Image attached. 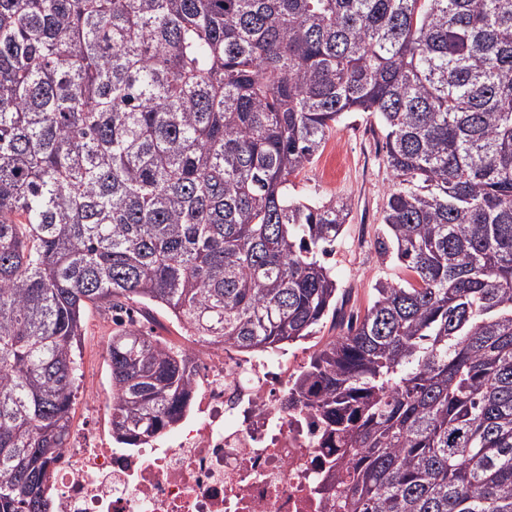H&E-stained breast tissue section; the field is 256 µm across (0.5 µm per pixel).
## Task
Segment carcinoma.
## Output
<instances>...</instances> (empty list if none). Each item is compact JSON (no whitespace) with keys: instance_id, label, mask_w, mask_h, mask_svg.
<instances>
[{"instance_id":"cac0c4a2","label":"carcinoma","mask_w":512,"mask_h":512,"mask_svg":"<svg viewBox=\"0 0 512 512\" xmlns=\"http://www.w3.org/2000/svg\"><path fill=\"white\" fill-rule=\"evenodd\" d=\"M352 112L395 179L362 320L292 381L328 512H512V0H0V512H56L90 304L269 352L315 333L348 216L292 177ZM112 439L191 408L112 332Z\"/></svg>"}]
</instances>
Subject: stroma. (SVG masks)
<instances>
[{"instance_id": "35a3bbf8", "label": "stroma", "mask_w": 512, "mask_h": 512, "mask_svg": "<svg viewBox=\"0 0 512 512\" xmlns=\"http://www.w3.org/2000/svg\"><path fill=\"white\" fill-rule=\"evenodd\" d=\"M385 137L375 115L354 112L339 122L330 134L323 155L317 156L296 178V191L305 198L340 199L347 202L349 216L329 259L336 276L342 312L363 316L373 297L377 280L404 278L405 272L392 259L381 256L383 209L394 180L384 162ZM115 325L106 306L87 312L81 347L83 378L72 407V422L93 430L100 422L90 413V394L111 392L106 347Z\"/></svg>"}]
</instances>
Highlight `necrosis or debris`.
I'll list each match as a JSON object with an SVG mask.
<instances>
[{
	"label": "necrosis or debris",
	"mask_w": 512,
	"mask_h": 512,
	"mask_svg": "<svg viewBox=\"0 0 512 512\" xmlns=\"http://www.w3.org/2000/svg\"><path fill=\"white\" fill-rule=\"evenodd\" d=\"M190 422L168 446L116 448L74 427L49 467L57 512H325L333 454L294 399L298 355L270 357L195 339Z\"/></svg>",
	"instance_id": "necrosis-or-debris-1"
}]
</instances>
